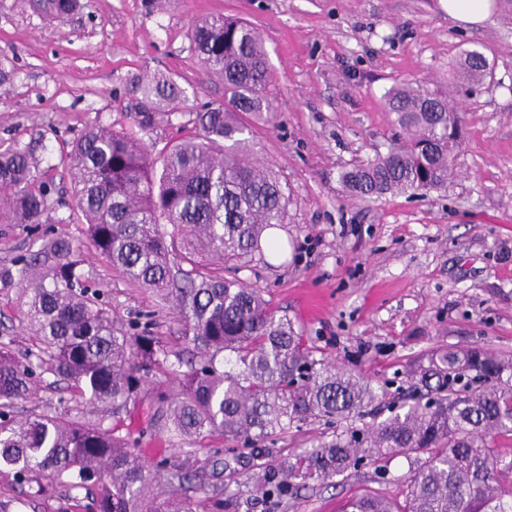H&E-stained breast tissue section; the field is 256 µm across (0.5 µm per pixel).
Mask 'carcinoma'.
Instances as JSON below:
<instances>
[{
    "mask_svg": "<svg viewBox=\"0 0 512 512\" xmlns=\"http://www.w3.org/2000/svg\"><path fill=\"white\" fill-rule=\"evenodd\" d=\"M49 19L68 16L80 0H21ZM191 41L210 73L224 80V104L196 115L200 132L152 154L138 132L182 110L177 83L137 79L133 127L87 128L63 158L74 173L73 199L90 246L134 285L178 309L173 350L154 334L153 315L126 328L88 285L80 250L54 236L39 251L0 271L17 281L23 323L35 349L17 358L0 341V470L19 484L45 479L71 498L85 491L92 512H224L223 490H205L198 460L164 467L157 491L130 436L111 419L142 392L144 378L195 361L178 386L153 388L155 423L183 441L214 433L252 447L312 419L336 424L309 448L268 468L264 494L286 499L298 486L345 477L360 464L410 461L405 498L361 494L338 512H512V462L496 451L512 437V355L481 343L437 347L409 361L408 396L367 427L350 423L386 396L360 373L313 357L312 347L264 291L215 267L260 253L266 230L284 223L289 196L268 166L252 160L246 114L273 111L262 37L245 21L194 22ZM459 88L490 74L486 57L466 52ZM394 122L409 134L341 174L359 200L448 187L456 170L463 117L448 92L423 84L385 94ZM26 148L0 149V223L37 224L50 188ZM64 381L90 404H109L93 416L47 408L19 417L15 405L48 378ZM189 487L204 499L187 495Z\"/></svg>",
    "mask_w": 512,
    "mask_h": 512,
    "instance_id": "carcinoma-1",
    "label": "carcinoma"
}]
</instances>
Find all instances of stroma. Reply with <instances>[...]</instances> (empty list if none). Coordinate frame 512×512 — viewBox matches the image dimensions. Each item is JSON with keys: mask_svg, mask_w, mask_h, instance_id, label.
<instances>
[{"mask_svg": "<svg viewBox=\"0 0 512 512\" xmlns=\"http://www.w3.org/2000/svg\"><path fill=\"white\" fill-rule=\"evenodd\" d=\"M76 14L49 20L0 0V145L32 149L51 184L54 206L37 224H0V268L37 251L42 235L80 245L84 269L124 323L153 312L156 331L179 347L172 305L127 282L88 244L72 209V174L61 162L85 128L128 127L131 80L164 74L183 91L181 113L143 132L153 150L197 133V112L222 104L224 82L208 73L188 37L213 15L243 18L262 35L271 66V118L252 117L253 157L272 167L290 196L280 224L281 257L257 253L231 269L263 289L307 336L313 355L386 383L398 401L409 359L440 346L482 341L512 353V0H496L485 25L465 29L440 0H81ZM480 50L493 73L462 105L464 137L447 189L388 194L364 203L348 196L342 170L402 142L388 112L391 87L421 81L452 86L465 52ZM0 337L30 350L16 283L0 281ZM148 397L121 415L144 456L198 461L225 448L213 435L183 445L151 423ZM310 422L266 441L268 463L332 434ZM379 482L365 465L348 479L298 490L275 502L262 493L266 471L241 450L224 475V512H336L352 493L403 498L404 458ZM6 512H84L59 489L39 492L0 474Z\"/></svg>", "mask_w": 512, "mask_h": 512, "instance_id": "1", "label": "stroma"}]
</instances>
